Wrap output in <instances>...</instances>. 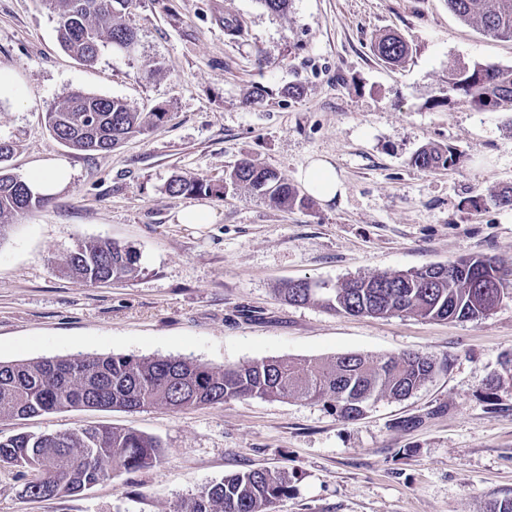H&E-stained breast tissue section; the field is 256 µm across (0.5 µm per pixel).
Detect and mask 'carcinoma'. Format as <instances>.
I'll use <instances>...</instances> for the list:
<instances>
[{
    "mask_svg": "<svg viewBox=\"0 0 512 512\" xmlns=\"http://www.w3.org/2000/svg\"><path fill=\"white\" fill-rule=\"evenodd\" d=\"M446 2L462 22L490 36L512 39V0ZM45 3L57 15L59 45L80 62H94L107 43L122 52L136 44L135 31L126 21L132 0ZM375 51L389 64H398L409 55L406 42L394 34L380 37ZM448 90L471 98L480 110L512 111V67L475 64L454 68L448 72ZM166 116L160 109L137 112L121 99L77 91L46 113V124L70 150L109 152ZM16 150L15 141L0 138V242L16 217L49 202L11 173L8 161ZM460 161L456 149L428 144L412 155L410 164L437 171ZM227 181L283 208L308 204V198L275 171L252 160L234 166L222 184L179 175L167 184L166 191L171 196L203 193L220 197ZM138 262L133 250L117 242L79 240L61 270L95 285L134 278ZM309 283L308 279L290 282L279 294L291 304H316L353 316L412 314L429 320L478 321L491 314L501 295L512 290V272L489 258L472 256L445 265L353 277L330 288H311ZM435 369L432 359L418 353L387 357L351 353L304 361L268 358L224 368L183 357L129 355L1 362L0 415L25 419L73 407L132 412L154 405L181 412L257 397L317 401L339 418L356 421L372 403L412 395ZM163 458L159 439L110 426L0 438V467L31 475L23 490L32 499L80 494L120 474L152 468ZM291 488L292 475L286 469L239 471L205 486L183 501L177 512H271Z\"/></svg>",
    "mask_w": 512,
    "mask_h": 512,
    "instance_id": "1",
    "label": "carcinoma"
}]
</instances>
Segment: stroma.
Returning a JSON list of instances; mask_svg holds the SVG:
<instances>
[{
  "label": "stroma",
  "mask_w": 512,
  "mask_h": 512,
  "mask_svg": "<svg viewBox=\"0 0 512 512\" xmlns=\"http://www.w3.org/2000/svg\"><path fill=\"white\" fill-rule=\"evenodd\" d=\"M228 19L244 34L229 35ZM133 53L70 57L43 0H0V69L21 100L0 98V137L19 143V177L51 161L72 180L0 242V362L83 354L189 357L213 367L264 358L419 353L432 378L346 422L323 403L247 398L172 412L72 408L0 418V438L86 425L158 438L167 457L75 496L24 497L0 467V512H177L225 474L293 473L273 512H489L512 497V297L479 321L351 316L280 299L291 280L339 283L485 255L512 269V112L446 93L450 69L512 66V40L461 22L446 0H134ZM400 35L405 64L378 59ZM119 98L162 123L109 152L64 147L45 115L74 91ZM455 148L459 165L412 167L423 145ZM323 157L342 196L282 210L243 187L224 197L171 196L175 175L217 182L239 161L292 186ZM211 209L208 224L180 210ZM111 239L141 267L90 286L57 266L80 240ZM375 51L381 61L389 64L401 63L409 55L406 42L394 34L381 36L375 43Z\"/></svg>",
  "instance_id": "stroma-1"
}]
</instances>
